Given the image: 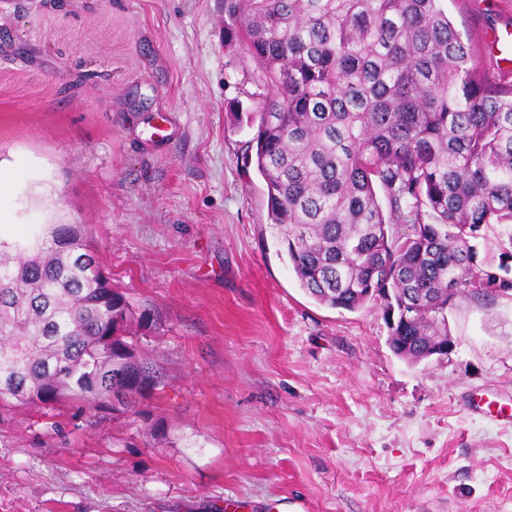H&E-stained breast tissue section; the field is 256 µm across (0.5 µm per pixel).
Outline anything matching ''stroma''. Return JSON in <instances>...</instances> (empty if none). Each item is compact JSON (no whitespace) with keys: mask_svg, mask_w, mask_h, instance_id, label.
<instances>
[{"mask_svg":"<svg viewBox=\"0 0 512 512\" xmlns=\"http://www.w3.org/2000/svg\"><path fill=\"white\" fill-rule=\"evenodd\" d=\"M481 74L512 0H446ZM253 65L224 0H0V234L81 225L130 303L154 395L0 412V512H512V292L447 312L411 365L379 304L299 285L244 166Z\"/></svg>","mask_w":512,"mask_h":512,"instance_id":"35a3bbf8","label":"stroma"}]
</instances>
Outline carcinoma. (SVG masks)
I'll return each mask as SVG.
<instances>
[{"instance_id": "1", "label": "carcinoma", "mask_w": 512, "mask_h": 512, "mask_svg": "<svg viewBox=\"0 0 512 512\" xmlns=\"http://www.w3.org/2000/svg\"><path fill=\"white\" fill-rule=\"evenodd\" d=\"M444 2L224 0V42L262 89L247 164L300 287L347 311L385 304L361 288L424 292L388 336L414 364L448 336V289H512V81L480 74ZM491 224L497 273L478 264ZM132 318L78 226L0 239V404L95 410L157 388Z\"/></svg>"}]
</instances>
